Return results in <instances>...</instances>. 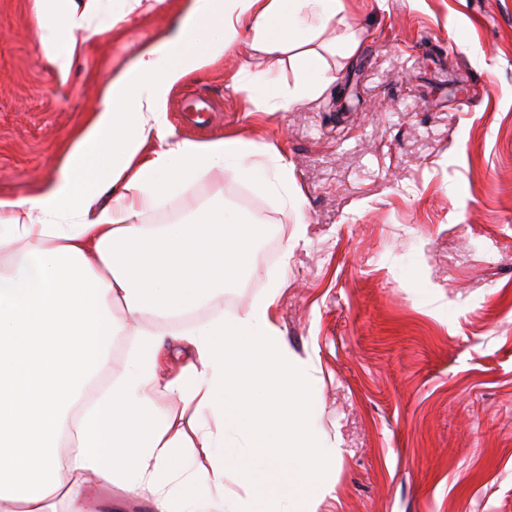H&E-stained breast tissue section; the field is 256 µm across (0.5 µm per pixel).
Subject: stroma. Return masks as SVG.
I'll return each mask as SVG.
<instances>
[{"instance_id":"obj_1","label":"stroma","mask_w":512,"mask_h":512,"mask_svg":"<svg viewBox=\"0 0 512 512\" xmlns=\"http://www.w3.org/2000/svg\"><path fill=\"white\" fill-rule=\"evenodd\" d=\"M314 43L336 82L266 114L235 89L268 59L236 44L167 105L177 136L285 141L301 210L211 173L162 224L215 195L276 231L274 257L192 313H243L275 280L277 324L311 357L322 434L341 450L318 512H512V0H343ZM182 0H108L67 81L32 36L35 0H0V196L59 176L106 81L177 32ZM357 27L352 58L329 45ZM273 67V66H270ZM294 85L290 63L273 67ZM360 103L340 111L344 87ZM203 98L208 127L187 123ZM90 512H153L95 486Z\"/></svg>"}]
</instances>
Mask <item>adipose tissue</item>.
<instances>
[{"label":"adipose tissue","instance_id":"adipose-tissue-1","mask_svg":"<svg viewBox=\"0 0 512 512\" xmlns=\"http://www.w3.org/2000/svg\"><path fill=\"white\" fill-rule=\"evenodd\" d=\"M104 2L36 0L35 39L60 80L79 49L77 34H97ZM184 10L177 35L108 82L62 155L59 177L29 196L0 197V500L12 512H86L95 481L147 495L155 512H199V498L211 493L214 512H317L329 479L316 456L340 454L315 424L311 365L277 325L282 281L245 313L165 329L182 312L174 295L193 282L186 239L232 251L225 228L253 216L224 215L216 200L200 210L221 212L217 224L138 218L215 170L300 208L280 147L235 135L176 138L167 103L177 84L223 57L244 29L252 51L300 73L290 89L273 69L245 72L259 111L317 96L330 80L311 44L342 12V0H186ZM116 304L124 320L113 319ZM118 336L134 345L116 372L109 350ZM176 352L184 365L164 374ZM258 352L269 372L287 374L304 403L289 422L275 411L273 386H239ZM165 396L191 408L190 420L163 410L157 400ZM135 407L149 415L152 432L129 467L121 450L132 435L112 424ZM184 448L202 449L208 466L182 457ZM230 476L236 489L224 484Z\"/></svg>","mask_w":512,"mask_h":512}]
</instances>
